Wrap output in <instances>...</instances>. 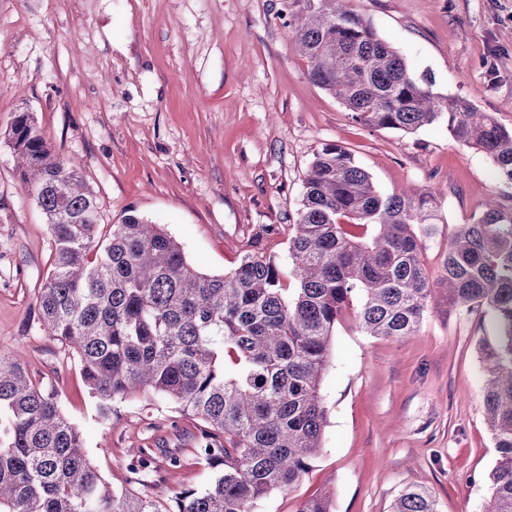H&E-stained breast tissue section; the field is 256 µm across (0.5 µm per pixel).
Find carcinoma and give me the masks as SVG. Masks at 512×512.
<instances>
[{"label":"carcinoma","instance_id":"carcinoma-1","mask_svg":"<svg viewBox=\"0 0 512 512\" xmlns=\"http://www.w3.org/2000/svg\"><path fill=\"white\" fill-rule=\"evenodd\" d=\"M288 27L310 79L368 126L412 133L444 118L460 144L512 182V131L462 96H443L349 8L348 0H288ZM45 214L52 269L37 298L46 333L74 349L99 416L145 394L201 423L192 454L217 469L200 493L165 509L111 490L55 392L19 355L0 356V512H254L291 488L322 448L320 396L336 323L368 335H416L433 293L421 254L439 221L435 195L385 196L350 151L329 144L304 177L288 239L296 287L280 265L248 253L230 273L194 270L179 243L131 212L100 232L99 207L76 163L53 155L30 112L5 132ZM448 307L491 316L479 344L483 399L497 458L486 512H512V204L489 202L442 257ZM153 448L127 469L144 483ZM300 512H331L324 495ZM392 512H437L407 488Z\"/></svg>","mask_w":512,"mask_h":512}]
</instances>
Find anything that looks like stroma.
I'll use <instances>...</instances> for the list:
<instances>
[{"mask_svg": "<svg viewBox=\"0 0 512 512\" xmlns=\"http://www.w3.org/2000/svg\"><path fill=\"white\" fill-rule=\"evenodd\" d=\"M434 92L470 99L512 130V0H349ZM286 0H0V355L21 353L81 429L114 490L136 448H153L141 492L160 503L201 492L214 470L191 450L196 421L158 398L102 420L69 347L44 331L37 296L52 238L3 135L32 112L55 156L74 160L104 226L130 212L159 224L200 272L273 258L293 284L288 236L316 152L351 151L387 195L434 193L443 222L422 260L431 282L459 225L512 183L439 121L413 133L356 122L309 78ZM489 319L449 310L443 289L415 338L366 335L352 318L332 336L322 448L293 489L256 512H299L331 494L332 512H390L424 487L438 512H485L496 451L485 424L479 343ZM184 452L170 468L165 449Z\"/></svg>", "mask_w": 512, "mask_h": 512, "instance_id": "35a3bbf8", "label": "stroma"}]
</instances>
